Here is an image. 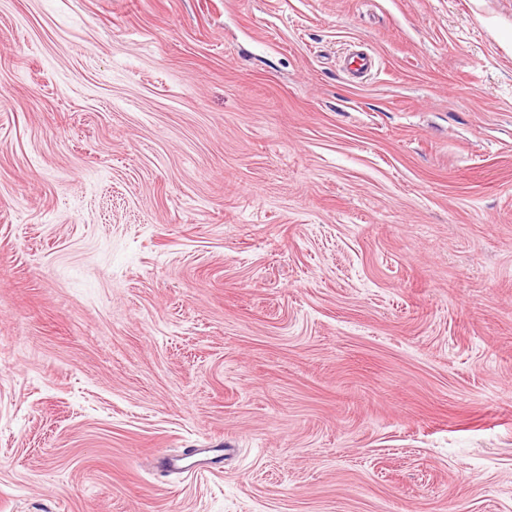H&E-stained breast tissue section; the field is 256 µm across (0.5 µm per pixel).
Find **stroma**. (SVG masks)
I'll use <instances>...</instances> for the list:
<instances>
[{
	"mask_svg": "<svg viewBox=\"0 0 512 512\" xmlns=\"http://www.w3.org/2000/svg\"><path fill=\"white\" fill-rule=\"evenodd\" d=\"M0 512H512V0H0ZM227 451L228 448H192L187 452H179L176 454L167 455L161 458L158 462V468L162 471L170 472L173 467L182 468V463L190 458H198L196 461L201 465H207L211 459L210 453Z\"/></svg>",
	"mask_w": 512,
	"mask_h": 512,
	"instance_id": "stroma-1",
	"label": "stroma"
}]
</instances>
